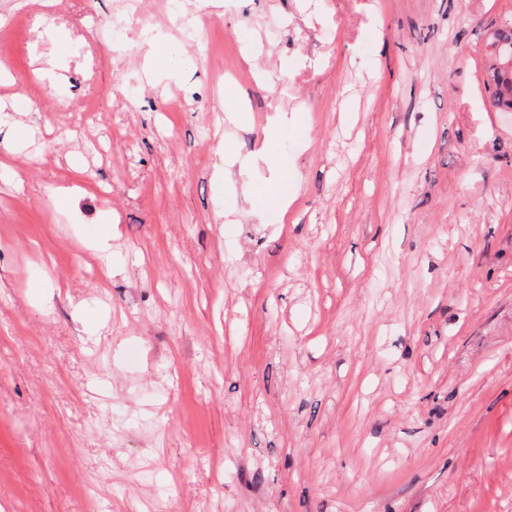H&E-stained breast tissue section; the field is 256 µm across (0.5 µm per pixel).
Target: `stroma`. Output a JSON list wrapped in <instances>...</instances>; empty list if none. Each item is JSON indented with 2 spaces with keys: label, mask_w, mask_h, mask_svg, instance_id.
<instances>
[{
  "label": "stroma",
  "mask_w": 512,
  "mask_h": 512,
  "mask_svg": "<svg viewBox=\"0 0 512 512\" xmlns=\"http://www.w3.org/2000/svg\"><path fill=\"white\" fill-rule=\"evenodd\" d=\"M511 19L0 0V512H512ZM489 46L491 51L486 67L487 86L492 89L494 101L503 111L512 110V69L497 70L492 66L494 60L498 59L503 63L512 56V23L498 27Z\"/></svg>",
  "instance_id": "35a3bbf8"
}]
</instances>
